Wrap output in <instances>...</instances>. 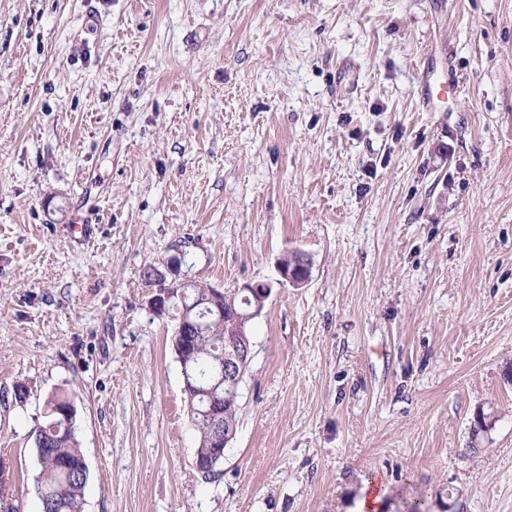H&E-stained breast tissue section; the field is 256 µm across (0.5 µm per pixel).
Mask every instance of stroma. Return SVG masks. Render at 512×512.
<instances>
[{"instance_id":"1","label":"stroma","mask_w":512,"mask_h":512,"mask_svg":"<svg viewBox=\"0 0 512 512\" xmlns=\"http://www.w3.org/2000/svg\"><path fill=\"white\" fill-rule=\"evenodd\" d=\"M170 259L270 288L209 481ZM510 367L512 0H0V512L55 392L83 512H512ZM287 256H284L278 263V272L282 278V283L286 282L294 287L305 285L310 278V267L308 263L297 268L296 263L288 265ZM383 494L375 486L374 481H368L361 490L354 512H382Z\"/></svg>"}]
</instances>
